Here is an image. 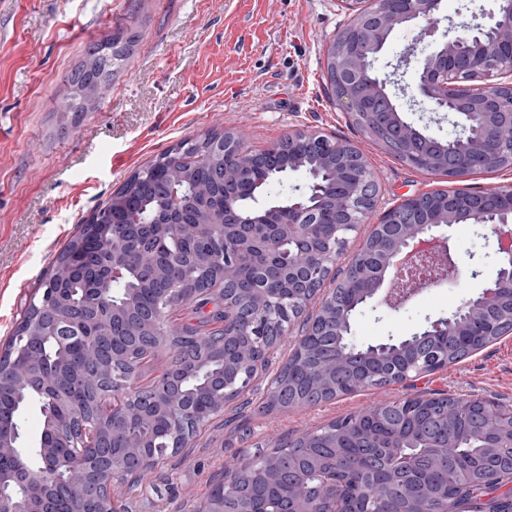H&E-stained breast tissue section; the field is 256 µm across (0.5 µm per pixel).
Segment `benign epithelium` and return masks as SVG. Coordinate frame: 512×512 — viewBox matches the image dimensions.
<instances>
[{
  "instance_id": "1",
  "label": "benign epithelium",
  "mask_w": 512,
  "mask_h": 512,
  "mask_svg": "<svg viewBox=\"0 0 512 512\" xmlns=\"http://www.w3.org/2000/svg\"><path fill=\"white\" fill-rule=\"evenodd\" d=\"M342 2L352 11L362 42L359 46L348 44L343 29L330 42L327 65L341 72L345 86V93L336 96L338 106L345 112H357L364 104H372L394 138L407 145H422L430 161L451 178L462 179L477 170L505 167L501 147L512 146V98L503 99L502 89L511 91L512 85L505 87L495 82L505 74L503 70L495 71V63L504 55L512 56V0H499L498 16L489 26L459 23L446 28L442 40L431 43L422 52L414 86L398 87L400 93L410 96L412 105L428 112H446L454 118L457 133L446 140L426 135L405 120L397 94L389 90L391 81L380 76L375 67L378 55L396 28L422 23L425 30L437 32L447 19L442 14L441 0H374L376 12L371 18L362 17L360 0ZM311 144L325 150L321 157L329 166L349 174L346 195L336 206V212L344 213L351 206L375 211L379 201L377 183L364 177L367 163L350 143L328 142L326 136L317 132L296 129L261 155L275 157L287 146L306 153ZM316 177L317 173H309L308 191L288 200V235L295 240L297 250L288 257V277L281 280L275 293L276 297L297 305H308L316 298L311 288L315 281L331 276L340 282L351 276L355 266L362 262L357 252L348 259L343 258L342 241L328 230V221L322 218V210L315 203L319 198ZM403 213L412 216L409 220L412 228L395 241L383 237L381 229L401 223ZM224 216L231 217V224L224 225V270L249 260L261 277H267L266 266L252 259L254 225H267V233L275 238L281 235L282 225L275 223L270 215L244 219L229 199L224 200ZM456 224L489 226L497 240L498 272L478 297L464 301L448 317L432 321L429 326L436 332L446 333L448 326L468 309L505 300L511 302L512 280L503 276L504 264L512 266V245L504 244L505 239H512L511 185L495 186L483 192L465 189L423 192L384 210L372 230L371 243L383 247L385 257L379 273L364 274L367 285L362 299L397 310L420 290L411 277L397 269L405 255L411 256L416 270L432 264L458 269L462 261L454 255L448 236L449 229ZM320 306L321 310L315 314L301 315L289 322V326L279 330L278 336L290 334L292 326L297 324L301 331L296 344L301 346L311 331L336 324V290L323 295ZM269 316L270 310L259 309L248 321V337L256 349L266 345ZM124 466L123 457L112 455L102 512H112V479ZM57 486V456L45 438L41 464L25 485L0 476V512H29V498L40 490L47 492ZM202 512H250V509L242 502L227 506L221 481Z\"/></svg>"
}]
</instances>
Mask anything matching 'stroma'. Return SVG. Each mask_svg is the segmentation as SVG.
I'll use <instances>...</instances> for the list:
<instances>
[{
	"label": "stroma",
	"instance_id": "1",
	"mask_svg": "<svg viewBox=\"0 0 512 512\" xmlns=\"http://www.w3.org/2000/svg\"><path fill=\"white\" fill-rule=\"evenodd\" d=\"M351 18L342 0H0V350L93 210L186 139L232 129L257 151L306 129L352 143L378 182L381 209L419 192L512 185V167L460 183L417 170L353 125L326 79L330 41ZM107 39L128 54L104 98L72 119L62 110L68 79ZM430 41L422 26L397 28L378 71L413 73L416 50ZM450 245L463 259L453 283L419 290L398 310L362 305L352 320L356 342L411 336L495 278L488 230L455 225ZM291 349L288 340L275 347L244 411L228 403L188 448L159 459L137 489L113 481L117 512H197L224 471L256 450L378 403L443 393L512 405V334L419 378L267 411V389Z\"/></svg>",
	"mask_w": 512,
	"mask_h": 512
}]
</instances>
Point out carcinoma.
Segmentation results:
<instances>
[{
	"instance_id": "cac0c4a2",
	"label": "carcinoma",
	"mask_w": 512,
	"mask_h": 512,
	"mask_svg": "<svg viewBox=\"0 0 512 512\" xmlns=\"http://www.w3.org/2000/svg\"><path fill=\"white\" fill-rule=\"evenodd\" d=\"M124 58L114 43L93 46L75 72L64 110L88 111L109 86L112 68ZM211 151L207 164L187 165L200 149ZM288 156L254 162L238 170L241 181L224 177V135L185 140L159 154L136 171L90 219L56 257L45 274L39 295L0 353V367L23 374L0 397L5 427L20 428L22 411L37 404L48 424L59 409L76 404L90 420L87 431L76 422L59 435V457L73 444L88 442L96 433L95 449L85 465L87 479L63 484L47 494L51 512H98L90 484L110 470L112 449L126 448L128 466L137 464L135 445L144 441L164 457L172 447L171 423L182 424L186 438L222 408L224 399V298L238 291L243 320L256 305L249 293L250 278L222 280L224 226L209 231L202 221L224 211V194L251 180L279 179L288 174ZM189 188L194 204L174 218L163 213L159 223L147 222L173 188ZM115 229L127 252L137 257L131 271L111 279L112 244L99 241ZM276 312L270 328L297 316L301 309L283 307L271 296ZM191 304L202 331L184 326L170 331V367L180 378L160 375L153 384L129 389L139 368L159 348L148 340L152 326L167 321L172 307ZM501 305L478 311L448 331L420 336L382 352L358 347L338 326L313 337L309 348L288 357L272 381L282 409L308 406L357 390L368 389L420 366L427 360L442 368L457 363L498 340L512 329ZM56 326L66 339L50 337L39 350L30 337L37 327ZM42 440L28 451L16 443L0 454V473L20 479L40 460ZM336 466L335 512H512V416L504 405L485 402L478 410L467 402L440 394L436 397L393 401L379 418L366 410L349 414L291 440L288 448L257 451L243 471L227 480L224 493L245 496L254 512H299L306 499L293 476L303 472L309 485H319L313 463Z\"/></svg>"
}]
</instances>
